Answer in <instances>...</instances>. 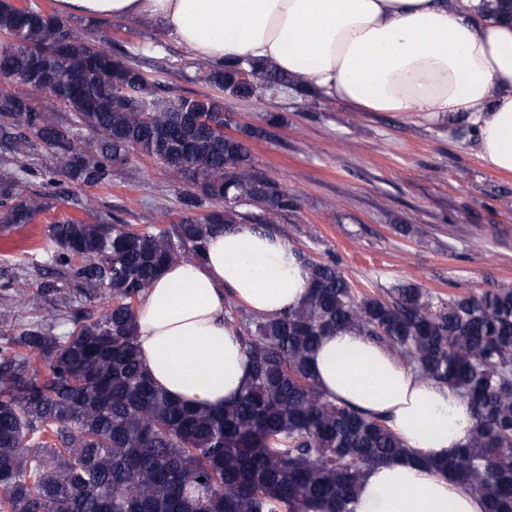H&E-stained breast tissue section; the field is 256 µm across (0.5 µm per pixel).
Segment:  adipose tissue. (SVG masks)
<instances>
[{
    "mask_svg": "<svg viewBox=\"0 0 512 512\" xmlns=\"http://www.w3.org/2000/svg\"><path fill=\"white\" fill-rule=\"evenodd\" d=\"M57 13L159 26L200 59L273 68L362 112L468 115L476 147L512 173V22L482 18L481 0H56ZM310 270L272 230L243 221L210 235L201 262L155 277L135 311L141 363L171 398L214 410L234 402L252 367L224 299L275 318L307 298ZM310 371L329 398L379 417L407 453L367 470L354 512H484L437 470L477 421L450 386L404 366L353 330L322 338Z\"/></svg>",
    "mask_w": 512,
    "mask_h": 512,
    "instance_id": "ef3b65f1",
    "label": "adipose tissue"
}]
</instances>
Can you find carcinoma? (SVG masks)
<instances>
[{
  "mask_svg": "<svg viewBox=\"0 0 512 512\" xmlns=\"http://www.w3.org/2000/svg\"><path fill=\"white\" fill-rule=\"evenodd\" d=\"M482 11L507 16L512 0H482ZM197 66L215 93L167 99L109 34L87 37L36 4L0 0V149L12 164L0 172L1 224H29L61 196L55 182L18 192L35 151L58 156L88 187L109 185L133 153L189 185L168 226L135 230L110 211L48 226L43 271L112 303L62 334L31 326L0 345V512H354L365 471L406 449L384 420L318 388L309 357L340 329L458 392L477 425L438 467L486 512H512L511 284L446 300L414 284L358 298L336 262L303 252L311 288L300 307L261 319L224 306L253 368L235 402L195 410L155 388L139 360L135 310L160 269L201 260L219 225L265 226L297 207L253 160L248 141L265 130L223 133L224 96L250 100L293 81L229 59ZM56 106L68 112L62 121L50 117Z\"/></svg>",
  "mask_w": 512,
  "mask_h": 512,
  "instance_id": "obj_1",
  "label": "carcinoma"
}]
</instances>
